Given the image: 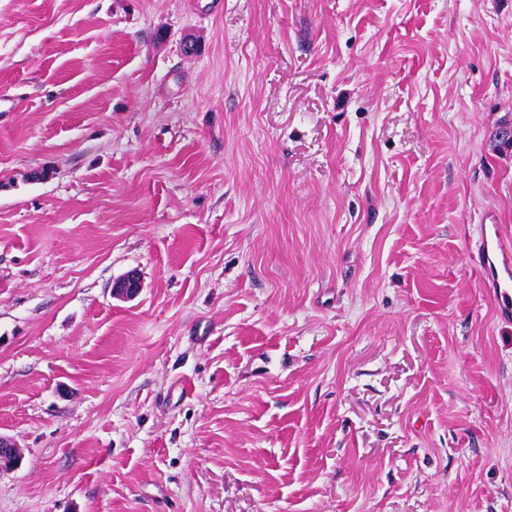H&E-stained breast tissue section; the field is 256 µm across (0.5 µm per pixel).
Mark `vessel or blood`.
Returning a JSON list of instances; mask_svg holds the SVG:
<instances>
[{
  "label": "vessel or blood",
  "mask_w": 512,
  "mask_h": 512,
  "mask_svg": "<svg viewBox=\"0 0 512 512\" xmlns=\"http://www.w3.org/2000/svg\"><path fill=\"white\" fill-rule=\"evenodd\" d=\"M469 261L492 297L498 318L512 322V241L501 225H482L479 244Z\"/></svg>",
  "instance_id": "obj_1"
}]
</instances>
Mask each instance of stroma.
<instances>
[{
  "label": "stroma",
  "mask_w": 512,
  "mask_h": 512,
  "mask_svg": "<svg viewBox=\"0 0 512 512\" xmlns=\"http://www.w3.org/2000/svg\"><path fill=\"white\" fill-rule=\"evenodd\" d=\"M0 99V512H512V0H0ZM470 264L492 297L498 318L512 322V243L501 224H482L479 244L469 254ZM141 281L137 271L131 270L113 285L112 294L123 299L134 298L140 291ZM23 455L16 444L8 437L0 435V472L18 468Z\"/></svg>",
  "instance_id": "stroma-1"
}]
</instances>
